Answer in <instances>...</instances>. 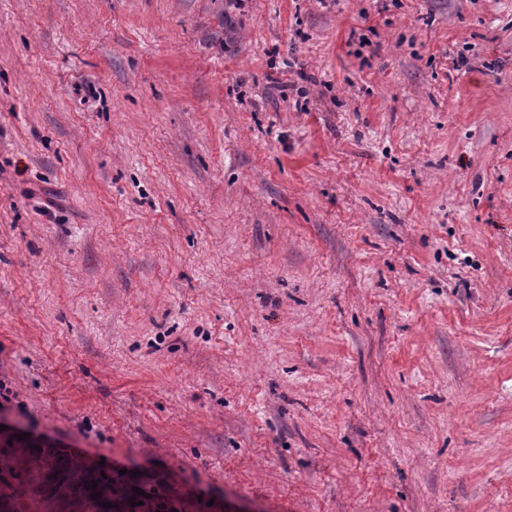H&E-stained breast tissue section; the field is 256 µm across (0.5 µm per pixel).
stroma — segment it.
<instances>
[{"mask_svg": "<svg viewBox=\"0 0 512 512\" xmlns=\"http://www.w3.org/2000/svg\"><path fill=\"white\" fill-rule=\"evenodd\" d=\"M4 457L0 512H512V0H0ZM53 475H56V478H53ZM50 481L54 483L53 486H51L53 491L57 489H67L82 493L89 491L85 489V486H89V489H92V485L87 482L83 468L65 459L56 462L55 472L51 473Z\"/></svg>", "mask_w": 512, "mask_h": 512, "instance_id": "stroma-1", "label": "stroma"}]
</instances>
